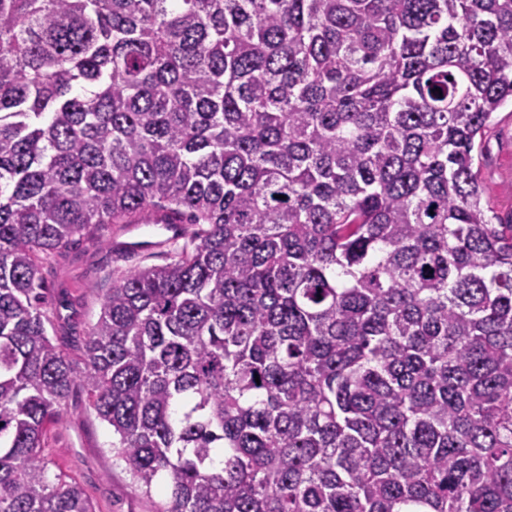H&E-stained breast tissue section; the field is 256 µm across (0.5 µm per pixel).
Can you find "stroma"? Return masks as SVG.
<instances>
[{
  "label": "stroma",
  "instance_id": "1",
  "mask_svg": "<svg viewBox=\"0 0 512 512\" xmlns=\"http://www.w3.org/2000/svg\"><path fill=\"white\" fill-rule=\"evenodd\" d=\"M481 174L489 183L496 223L512 222V103L496 112L476 144ZM190 230L180 224H93L66 247L42 258L48 331L83 371V349L112 281L121 273L166 263ZM144 237L162 242L155 251H130L126 242ZM52 470L83 489L93 512H158L159 494L145 495L112 453V430L88 409L81 386H73L60 419L46 438Z\"/></svg>",
  "mask_w": 512,
  "mask_h": 512
}]
</instances>
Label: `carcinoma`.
I'll use <instances>...</instances> for the list:
<instances>
[{
    "mask_svg": "<svg viewBox=\"0 0 512 512\" xmlns=\"http://www.w3.org/2000/svg\"><path fill=\"white\" fill-rule=\"evenodd\" d=\"M508 102L512 0H0V512H93L37 259L147 209L81 381L160 512H512ZM476 164L490 188L494 224L512 221V103L493 114L480 141L477 138Z\"/></svg>",
    "mask_w": 512,
    "mask_h": 512,
    "instance_id": "obj_1",
    "label": "carcinoma"
}]
</instances>
